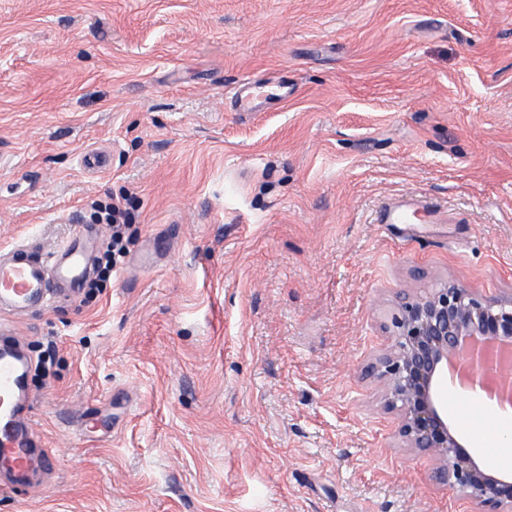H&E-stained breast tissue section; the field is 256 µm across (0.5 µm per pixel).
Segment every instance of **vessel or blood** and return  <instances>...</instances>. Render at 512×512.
Wrapping results in <instances>:
<instances>
[{
  "label": "vessel or blood",
  "mask_w": 512,
  "mask_h": 512,
  "mask_svg": "<svg viewBox=\"0 0 512 512\" xmlns=\"http://www.w3.org/2000/svg\"><path fill=\"white\" fill-rule=\"evenodd\" d=\"M88 231L76 226L66 243L52 250L21 243L0 253V330L5 317H18L50 306L59 288L78 292L92 271ZM29 362L17 349L0 345V475L46 467L51 453L33 456L37 440L32 421L23 416Z\"/></svg>",
  "instance_id": "obj_1"
}]
</instances>
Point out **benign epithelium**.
Segmentation results:
<instances>
[{"mask_svg": "<svg viewBox=\"0 0 512 512\" xmlns=\"http://www.w3.org/2000/svg\"><path fill=\"white\" fill-rule=\"evenodd\" d=\"M385 330L390 346L372 373L384 387L387 409L397 412V436L435 462L439 483L487 512H512V480L476 462L448 425L438 395L452 368L466 384L477 381L512 399V300H486L443 280L423 295L400 297Z\"/></svg>", "mask_w": 512, "mask_h": 512, "instance_id": "1", "label": "benign epithelium"}]
</instances>
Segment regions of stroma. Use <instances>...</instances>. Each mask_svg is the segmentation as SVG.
I'll use <instances>...</instances> for the list:
<instances>
[{
  "label": "stroma",
  "instance_id": "obj_1",
  "mask_svg": "<svg viewBox=\"0 0 512 512\" xmlns=\"http://www.w3.org/2000/svg\"><path fill=\"white\" fill-rule=\"evenodd\" d=\"M111 196L124 268L13 333L55 487L0 512H484L367 367L398 295L512 297V0H0V251ZM439 392L512 477V415Z\"/></svg>",
  "mask_w": 512,
  "mask_h": 512
}]
</instances>
